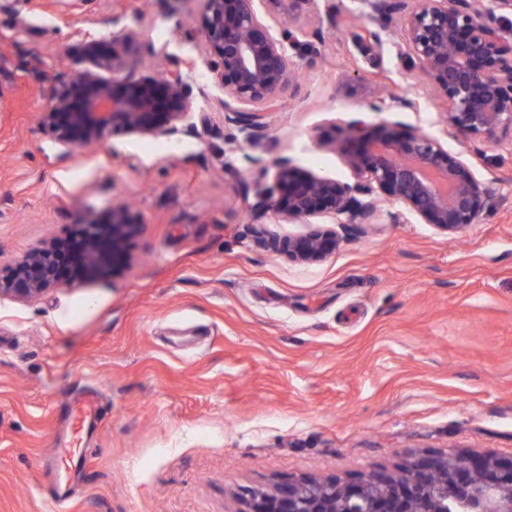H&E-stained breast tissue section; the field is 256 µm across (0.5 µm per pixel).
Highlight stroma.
Masks as SVG:
<instances>
[{
  "label": "stroma",
  "instance_id": "1",
  "mask_svg": "<svg viewBox=\"0 0 512 512\" xmlns=\"http://www.w3.org/2000/svg\"><path fill=\"white\" fill-rule=\"evenodd\" d=\"M324 24L322 57L245 141L212 117L198 134L114 132L62 156L39 119L69 49L117 28L141 69L167 47L192 66L198 110L219 94L203 49V0H13L0 10V263L130 203L142 226L118 272L30 303L0 300V512H232L231 491L317 471L347 478L459 448L512 454V148L449 139L495 195L448 240L388 206L340 224L343 243L301 265L247 226L273 164L349 182L351 121L436 130L441 102L418 71L353 41V0ZM419 112H370L381 87ZM96 391L81 429L71 408ZM86 451L60 484L52 463Z\"/></svg>",
  "mask_w": 512,
  "mask_h": 512
}]
</instances>
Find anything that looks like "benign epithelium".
<instances>
[{"label": "benign epithelium", "instance_id": "benign-epithelium-1", "mask_svg": "<svg viewBox=\"0 0 512 512\" xmlns=\"http://www.w3.org/2000/svg\"><path fill=\"white\" fill-rule=\"evenodd\" d=\"M199 19L205 53L216 59L224 96L223 120L258 138L262 114L274 112L299 86V73L320 54L319 23L297 18L312 0H267L279 15L257 8L258 0H205ZM363 33L360 54L377 63L384 53L421 72L445 102L441 135L417 126L382 121L349 125L340 145L353 182L303 171L283 158L274 182L257 190L253 220L271 215L306 224L329 217L338 224H367L382 205L450 238L475 223L490 196V180L448 152L453 135L471 144L501 140L512 145V0H357ZM137 34L112 38V52L96 43L81 47L73 66L56 73L41 112V127L64 156L100 144L116 130L158 139L196 131L189 64L162 48L163 66L135 72L131 47ZM371 112H418V98L389 92L367 104ZM140 228L124 204L112 207L111 223L79 225L83 264L96 270L120 257ZM267 246L300 264L336 252L341 237L330 229L279 240L253 229ZM61 245L51 239L13 266L0 268V299L29 303L74 281L55 276ZM236 512H512V459L448 449L413 456L392 469H371L353 479L309 474L240 497Z\"/></svg>", "mask_w": 512, "mask_h": 512}]
</instances>
